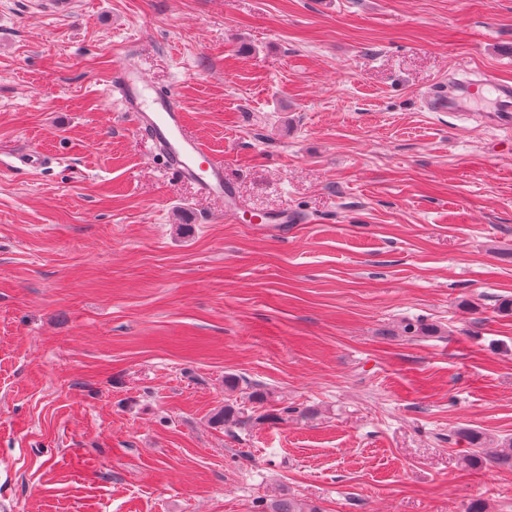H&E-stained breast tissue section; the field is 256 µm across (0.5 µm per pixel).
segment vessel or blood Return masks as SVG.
<instances>
[{"label":"vessel or blood","instance_id":"vessel-or-blood-1","mask_svg":"<svg viewBox=\"0 0 512 512\" xmlns=\"http://www.w3.org/2000/svg\"><path fill=\"white\" fill-rule=\"evenodd\" d=\"M125 111L133 116L144 137L161 151L173 174L197 191L233 208L235 189L224 179V163L211 155L187 130L184 108L174 89L154 87L134 61H126L109 80ZM492 99L489 113L503 130L512 129V85L484 73L462 81L454 95L432 100L437 112H467L472 103Z\"/></svg>","mask_w":512,"mask_h":512}]
</instances>
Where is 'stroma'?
I'll return each mask as SVG.
<instances>
[{
	"instance_id": "stroma-1",
	"label": "stroma",
	"mask_w": 512,
	"mask_h": 512,
	"mask_svg": "<svg viewBox=\"0 0 512 512\" xmlns=\"http://www.w3.org/2000/svg\"><path fill=\"white\" fill-rule=\"evenodd\" d=\"M129 60L241 214L139 134ZM485 71L512 0H0V512H512L459 434L512 437V134L427 107Z\"/></svg>"
}]
</instances>
